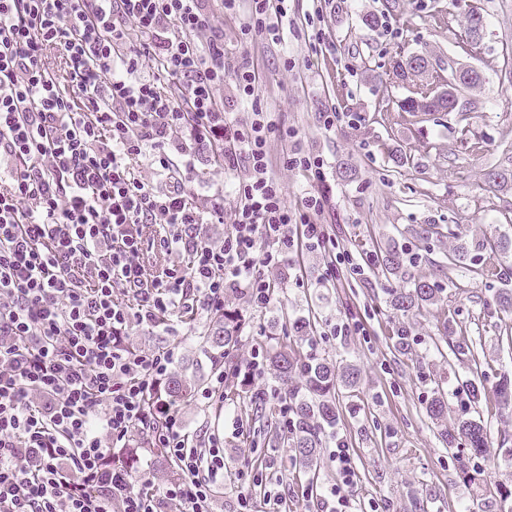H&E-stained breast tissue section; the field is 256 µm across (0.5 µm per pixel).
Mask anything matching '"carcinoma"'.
Instances as JSON below:
<instances>
[{
    "label": "carcinoma",
    "instance_id": "obj_1",
    "mask_svg": "<svg viewBox=\"0 0 512 512\" xmlns=\"http://www.w3.org/2000/svg\"><path fill=\"white\" fill-rule=\"evenodd\" d=\"M485 24L483 8L476 4L469 8L465 17L464 33H474L476 24ZM419 73L407 59L393 61L389 80L393 83H411V95L403 99L402 109L410 116L433 115L448 108V101L441 98L426 96V85L416 83ZM485 182L496 188L505 189L512 186V169L491 168L484 173ZM512 251V239L500 238L489 245L483 243L470 244L466 241L455 245L452 252L447 255L448 266L452 269L467 266V260L474 261L471 272L478 278L487 282L503 281V288L499 289V305L504 311L512 313V273L503 271L497 263L495 256L498 253ZM376 254L382 271L403 278L408 287L399 290L393 289L390 293V305L393 310L403 316L412 315L424 307L440 300L441 289L426 280L412 277L404 266L401 252L396 247L384 246ZM222 322V330L213 335L200 336L201 342L215 349L212 359L224 360L232 363L234 351L238 344L240 331L245 323L231 310L218 315ZM271 362L282 380L287 381L295 373L303 372L306 377V387L311 394L309 400L294 402L295 426L292 436L288 439V447L295 452V457L301 466L308 472H316L317 448L320 447V433L322 429L336 422V384L342 383L347 387L356 385L359 381L356 369L345 366L336 367V363L326 359L314 363L305 361L292 346L280 345L272 357ZM164 390L172 400H181L192 392V384L176 376L164 382ZM447 401L437 396L426 407V413L437 426L440 427V436L450 448L460 444L470 448L476 454L482 453L489 446L487 428L481 419L475 417L461 418L453 428H448Z\"/></svg>",
    "mask_w": 512,
    "mask_h": 512
}]
</instances>
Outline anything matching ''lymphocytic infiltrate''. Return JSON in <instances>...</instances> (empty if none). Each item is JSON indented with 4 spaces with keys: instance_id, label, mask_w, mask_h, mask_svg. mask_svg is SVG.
<instances>
[{
    "instance_id": "f902f5d3",
    "label": "lymphocytic infiltrate",
    "mask_w": 512,
    "mask_h": 512,
    "mask_svg": "<svg viewBox=\"0 0 512 512\" xmlns=\"http://www.w3.org/2000/svg\"><path fill=\"white\" fill-rule=\"evenodd\" d=\"M247 5L252 30L280 40L282 0ZM50 48L65 75L44 67ZM228 76L254 97V70L227 65L224 27L202 0H0V512H208L221 439L190 435L161 391L175 348L136 349L130 323L220 313L229 290L266 307L271 271L304 249L323 252L329 282L375 265L337 251L315 220L324 195L288 206L268 143L296 133L258 108L245 124L226 112ZM191 141L219 148L225 169L251 167L232 217L221 200L203 210L188 199ZM144 154L155 182L130 166ZM227 218L209 245L207 224ZM148 249L183 269L149 274ZM136 433L177 479L159 488L150 470L107 465Z\"/></svg>"
}]
</instances>
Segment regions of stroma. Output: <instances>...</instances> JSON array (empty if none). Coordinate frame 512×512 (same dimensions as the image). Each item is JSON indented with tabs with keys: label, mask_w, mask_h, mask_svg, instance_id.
Listing matches in <instances>:
<instances>
[{
	"label": "stroma",
	"mask_w": 512,
	"mask_h": 512,
	"mask_svg": "<svg viewBox=\"0 0 512 512\" xmlns=\"http://www.w3.org/2000/svg\"><path fill=\"white\" fill-rule=\"evenodd\" d=\"M479 1L486 27L477 55L467 56L456 42L472 0H400L396 17L383 15V0H288L283 47L258 34L241 42L249 23L245 9L227 10L210 0L209 10L224 24L228 63L247 57L258 77L262 110L295 128L299 145L326 161L323 181L310 182L284 165L288 144L270 142L269 172L288 204L307 192L326 193L321 221L339 246L366 252L377 241L394 240L416 253L412 274L441 290L437 304L404 317L388 303L389 290L401 287V280L375 266L344 288L323 281V255L306 251L292 256V272L279 273L281 286L266 308H252L240 294L226 295L227 306L248 323L237 361L246 362L256 350L264 364L254 384L227 379L223 402L192 398L178 405L191 433H215L223 441L224 481L214 489L210 512H239L246 470L263 478L262 491L250 496L252 512H315V495H329L338 481L333 452L340 439L354 460L350 512H512V440H502L512 437V405L492 399L475 409L466 396L468 381L490 391L503 374H512V314L497 306V284L448 269L445 259L460 238H512V188L491 189L484 181L487 169L512 166V0ZM369 14L381 16V25L365 27L362 19ZM415 53L482 72L468 124L454 113L422 123L382 122V111L397 112L408 91L387 87L381 77L392 59ZM330 107L340 119L328 131L320 114ZM476 137L487 147L479 161L467 148ZM396 146L410 153V165L400 168L390 159L388 151ZM192 156L189 199L206 204L220 188L224 210L232 212L235 189L250 176L247 162L225 169L204 142L194 144ZM346 167L355 171L348 181L340 177ZM312 312L319 319L311 340L298 343L302 353L354 366L360 381L336 388V423L322 436L318 486L310 493L283 442L277 400L268 394L282 382L268 359L276 344L294 341V321ZM350 317L364 322L366 335H331L334 323ZM447 319L455 334L473 342V353L439 345ZM214 327L204 315L173 320L168 328L133 323L126 339L142 350L177 347L174 374L201 387L211 361L198 336ZM401 330L411 344L404 355L394 348ZM439 390L448 397L449 422L479 413L490 435L485 454L442 444L426 414Z\"/></svg>",
	"instance_id": "1"
}]
</instances>
